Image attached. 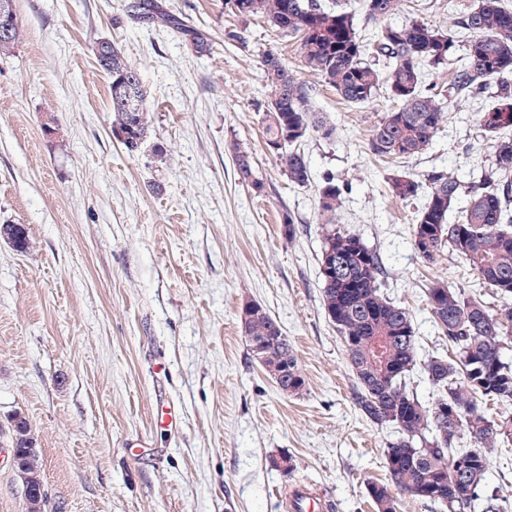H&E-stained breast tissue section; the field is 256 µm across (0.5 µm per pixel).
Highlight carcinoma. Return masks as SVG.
Returning <instances> with one entry per match:
<instances>
[{"label": "carcinoma", "mask_w": 512, "mask_h": 512, "mask_svg": "<svg viewBox=\"0 0 512 512\" xmlns=\"http://www.w3.org/2000/svg\"><path fill=\"white\" fill-rule=\"evenodd\" d=\"M407 0H362L365 20L381 24L372 42L359 35L355 12L322 0H225L239 19H260L285 37L296 39L304 68L350 105L368 104L384 92L394 107L372 129L368 148L393 162L430 148L447 119L446 110L462 111L469 98L484 95L480 113L483 135L493 141L491 171L468 186L466 204L455 208L461 182L444 171L424 178L410 172L389 175L393 196L412 202L423 198L412 224L417 257L435 263L444 250L455 252L469 274L493 289L501 305L469 297L440 282L428 289L433 325L448 341V353L418 360L413 318L408 309L386 297L385 271L375 250L336 224L343 189L335 178L318 188L322 220L321 259L340 264L322 277V306L339 335L354 372L352 402L378 426H392L395 438L384 450L387 482H371L367 494L378 512H398L396 491L444 512H509L508 499L486 481L492 454L512 445V7L503 0H479L446 27L406 18ZM130 19L168 27L197 53L210 50L209 35L187 26L156 0H127ZM469 33L462 58L454 56L455 32ZM23 38L19 21L11 35L0 37V57H8ZM93 53L109 79L112 134L125 133L128 154L140 153L151 137V109L140 73L112 40L93 41ZM260 63L269 90L262 114L265 145H280L272 156L288 181L311 182L301 143L313 133H335L329 122L308 107V92L280 56L264 53ZM457 66L448 101L422 89L424 69ZM239 183L261 189L252 152L233 144ZM0 238L19 252L29 248L27 228ZM250 350L276 384L291 396L306 389L293 347L281 326L261 306L241 318ZM433 387L423 403L407 388L416 368ZM506 410L495 417L488 405ZM11 444L23 466L21 479L34 494L27 512H44L42 463L28 455L34 445L28 419L11 417ZM475 440L459 447L463 437Z\"/></svg>", "instance_id": "carcinoma-1"}]
</instances>
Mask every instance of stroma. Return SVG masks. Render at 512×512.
Here are the masks:
<instances>
[{"instance_id": "35a3bbf8", "label": "stroma", "mask_w": 512, "mask_h": 512, "mask_svg": "<svg viewBox=\"0 0 512 512\" xmlns=\"http://www.w3.org/2000/svg\"><path fill=\"white\" fill-rule=\"evenodd\" d=\"M161 2L209 33L208 53L131 22L125 0H14L24 37L0 59V224L26 225L30 248L0 242V512H27L7 432L16 412L34 432L46 512H286L278 493L296 483L322 487L330 512H375L366 486L385 480L394 430L355 411L354 374L322 310L317 179L349 184L337 222L380 254L384 291L410 310L420 360L447 346L428 288L485 290L452 252L432 265L415 255L417 207L392 196L390 165L367 146L393 106L386 95L345 103L299 68L291 38L235 18L224 0ZM475 3L408 0V14L444 26ZM93 35L139 68L167 164L113 139ZM265 51L295 66L310 110L336 128L302 143L314 179L304 188L264 146ZM484 106L474 98L449 112L431 148L398 170L466 183L490 169ZM236 142L251 147L262 189L238 182ZM249 302L285 332L302 395L283 394L253 359L240 322ZM283 456L287 474L274 464Z\"/></svg>"}]
</instances>
